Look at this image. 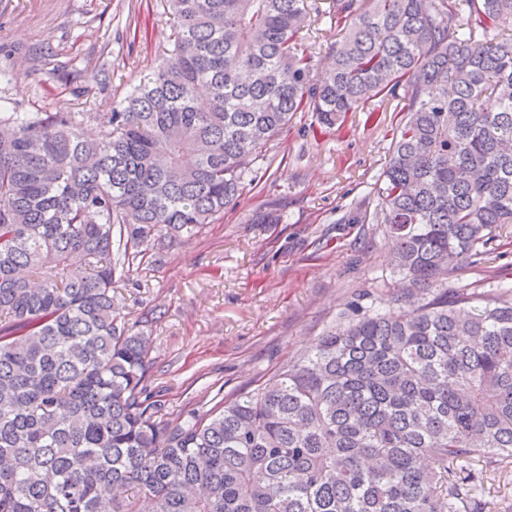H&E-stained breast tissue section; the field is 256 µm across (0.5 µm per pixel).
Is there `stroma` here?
Segmentation results:
<instances>
[{
	"label": "stroma",
	"mask_w": 512,
	"mask_h": 512,
	"mask_svg": "<svg viewBox=\"0 0 512 512\" xmlns=\"http://www.w3.org/2000/svg\"><path fill=\"white\" fill-rule=\"evenodd\" d=\"M160 0H7L0 8V112H96L169 49ZM401 112L374 98L334 127L296 113L255 181L212 223L148 246L114 285L119 319L148 336L147 392L204 415L253 391L357 306L390 308L398 285L385 227L346 224L389 158ZM277 216L262 224L258 215ZM448 288H512V224Z\"/></svg>",
	"instance_id": "stroma-1"
}]
</instances>
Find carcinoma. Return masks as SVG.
<instances>
[{"instance_id": "cac0c4a2", "label": "carcinoma", "mask_w": 512, "mask_h": 512, "mask_svg": "<svg viewBox=\"0 0 512 512\" xmlns=\"http://www.w3.org/2000/svg\"><path fill=\"white\" fill-rule=\"evenodd\" d=\"M164 2L173 47L107 117L0 112V512H486L512 466V290L444 285L512 224V0ZM313 13L345 19L325 83ZM380 95L401 125L345 221L385 225L410 287L218 412L162 414L116 274L233 203L294 113L331 128Z\"/></svg>"}]
</instances>
